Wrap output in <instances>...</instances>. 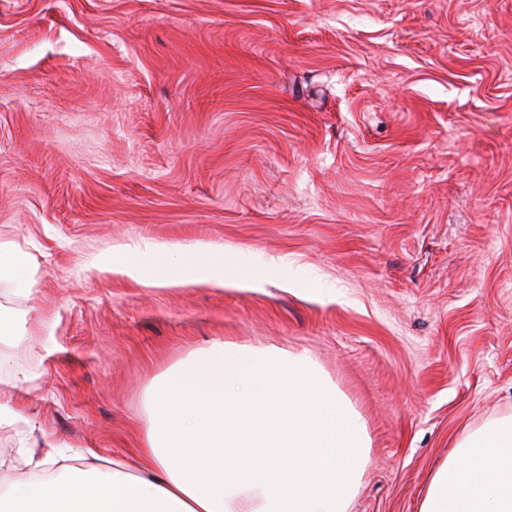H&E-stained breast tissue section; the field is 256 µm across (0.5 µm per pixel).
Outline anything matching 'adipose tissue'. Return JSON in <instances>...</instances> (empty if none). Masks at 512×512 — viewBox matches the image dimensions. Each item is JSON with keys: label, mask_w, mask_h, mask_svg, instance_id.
Here are the masks:
<instances>
[{"label": "adipose tissue", "mask_w": 512, "mask_h": 512, "mask_svg": "<svg viewBox=\"0 0 512 512\" xmlns=\"http://www.w3.org/2000/svg\"><path fill=\"white\" fill-rule=\"evenodd\" d=\"M106 263L154 284L224 283L236 267L204 246L148 248ZM31 256L0 243V288L29 293ZM142 446L129 458L63 468L62 482L0 492V512H348L371 439L349 400L307 354L213 344L153 385ZM267 477L241 478L242 449ZM418 512H512V412L468 431L431 475Z\"/></svg>", "instance_id": "ef3b65f1"}]
</instances>
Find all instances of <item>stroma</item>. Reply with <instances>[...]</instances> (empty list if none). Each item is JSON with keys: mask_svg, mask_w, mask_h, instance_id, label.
Masks as SVG:
<instances>
[{"mask_svg": "<svg viewBox=\"0 0 512 512\" xmlns=\"http://www.w3.org/2000/svg\"><path fill=\"white\" fill-rule=\"evenodd\" d=\"M0 242L35 269L0 288L26 329L0 398L36 455H127L166 372L275 346L366 422L349 512H417L456 440L512 410V0H0ZM148 243L243 277L103 264ZM18 431L0 484L56 473ZM146 251L154 256V261L150 265L131 261L123 253H111L105 263L131 277L152 284L184 285L207 279L224 286V281L226 283L230 279L238 278L237 268L232 263L224 261V255L213 257L210 254L206 268L201 270L198 258L207 254V249L202 245L188 246L180 250L160 245H146ZM165 269L171 271L167 277L162 275Z\"/></svg>", "mask_w": 512, "mask_h": 512, "instance_id": "1", "label": "stroma"}]
</instances>
